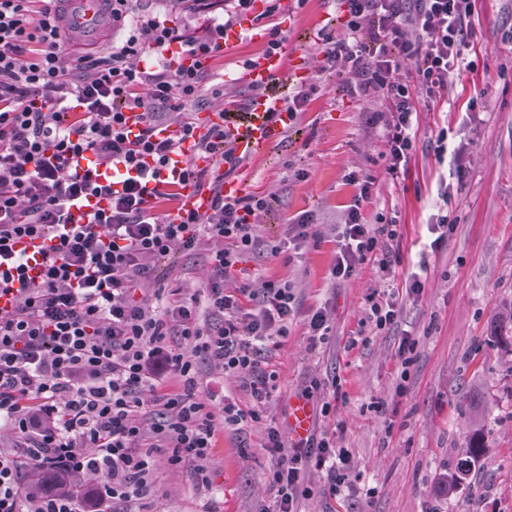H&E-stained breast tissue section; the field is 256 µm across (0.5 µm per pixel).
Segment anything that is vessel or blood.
Wrapping results in <instances>:
<instances>
[{
    "label": "vessel or blood",
    "instance_id": "1",
    "mask_svg": "<svg viewBox=\"0 0 512 512\" xmlns=\"http://www.w3.org/2000/svg\"><path fill=\"white\" fill-rule=\"evenodd\" d=\"M63 15L68 27L87 45L99 42L109 29L112 19L106 12L103 0H64ZM284 68L281 53H271L248 68L244 74L247 84L262 88L263 93L251 99L243 110L242 120H234L230 113L209 114L210 122L224 126L230 132L237 155L253 157L261 150L279 140L284 131L282 99L270 92L269 87L275 76ZM178 214L205 213L212 203L210 192L195 183L176 186Z\"/></svg>",
    "mask_w": 512,
    "mask_h": 512
}]
</instances>
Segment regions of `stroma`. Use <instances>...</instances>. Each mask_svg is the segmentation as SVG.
Here are the masks:
<instances>
[{"mask_svg": "<svg viewBox=\"0 0 512 512\" xmlns=\"http://www.w3.org/2000/svg\"><path fill=\"white\" fill-rule=\"evenodd\" d=\"M224 9V0L200 14L181 0H139L140 13L181 21L196 36ZM247 19L262 38L242 36L209 61L194 118L250 99V87L234 75L265 55L266 36L275 30L287 69L300 71L288 95L314 87L282 142L236 171L248 179L247 195L272 204L256 218L259 242L245 267L287 281L295 294L288 334L265 354L276 388L261 422L217 428L207 482L161 455L150 494L113 503L112 512H272L266 475L274 457L264 447L265 427L275 424L293 441L291 414L300 401L309 407V432L348 450L355 490L332 495L325 473L309 470L298 512H512V346L502 341L512 334V0H475L468 64L451 74L438 102L416 100V149L395 174L385 156L380 100L352 97L345 77L320 69L324 34L345 31L341 0H255ZM219 84L224 95L217 99L209 89ZM441 134L448 150L439 158ZM461 144L467 151L460 180L453 151ZM366 179L372 189L364 198ZM353 207L367 223L395 221L400 261L390 279L369 262L348 280L332 279L344 215ZM442 216L455 229L432 254L428 226ZM304 219L315 236L289 235ZM423 257L422 294H404ZM210 278L207 250L175 251L155 261L141 289L192 293ZM390 286L401 291L399 312L379 330L364 320L367 298ZM319 308L329 313L331 332L314 341L308 321ZM407 334L417 341L416 358L400 396L395 351ZM198 368L197 389L213 410L228 399L251 407L240 378L203 361ZM472 437L482 455L464 485L446 494L441 481Z\"/></svg>", "mask_w": 512, "mask_h": 512, "instance_id": "obj_1", "label": "stroma"}]
</instances>
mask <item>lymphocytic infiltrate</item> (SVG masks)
Returning <instances> with one entry per match:
<instances>
[{
    "label": "lymphocytic infiltrate",
    "mask_w": 512,
    "mask_h": 512,
    "mask_svg": "<svg viewBox=\"0 0 512 512\" xmlns=\"http://www.w3.org/2000/svg\"><path fill=\"white\" fill-rule=\"evenodd\" d=\"M189 36L174 22L137 16L138 0H112L107 52L66 58L57 0H0V431L15 445L0 450V512H104L115 501L146 494L156 457L207 478L216 418L236 426L259 421L274 389L261 356L287 336L295 297L282 281L249 275L244 256L257 242L251 218L267 198L227 197L223 185L242 163L223 126L200 129L189 113L202 92L208 61L251 0ZM348 32L323 39V70L360 78L351 95L383 99L390 171L406 165L415 146L414 101L440 97L468 46L473 0H345ZM133 26H125L129 15ZM180 44V61L137 64L143 49L162 55ZM176 113V123L164 116ZM221 154L223 170L177 168L185 146ZM87 158L86 167L75 158ZM207 185L204 214L172 221L157 213L178 182ZM153 197H146L147 183ZM103 207L74 221L71 209L89 198ZM49 239L39 266L16 248ZM391 224H367L358 209L345 216L331 269L351 278L365 262L393 272ZM208 247L214 280L206 295L164 301L163 289L139 294L155 259ZM233 289H225V282ZM205 307L209 322L197 318ZM178 333L225 374L242 378L253 405L228 402L213 413L200 401L190 356L172 352ZM182 386L160 392L165 374ZM265 446L276 462L266 481L273 512H296L307 469L324 471L333 494L351 491L348 456L330 438H302L286 447L267 426ZM56 475L84 473L96 485L77 496L24 492L23 463Z\"/></svg>",
    "instance_id": "obj_1"
}]
</instances>
